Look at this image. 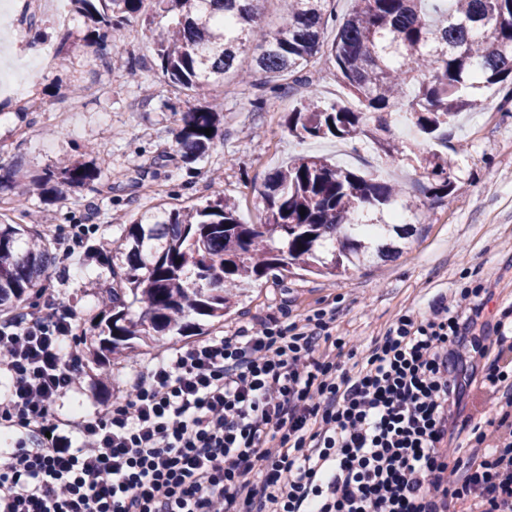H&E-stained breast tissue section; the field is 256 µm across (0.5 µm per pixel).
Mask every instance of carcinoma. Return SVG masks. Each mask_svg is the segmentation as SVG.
<instances>
[{"label":"carcinoma","instance_id":"carcinoma-1","mask_svg":"<svg viewBox=\"0 0 512 512\" xmlns=\"http://www.w3.org/2000/svg\"><path fill=\"white\" fill-rule=\"evenodd\" d=\"M72 2L93 24L87 42L101 50L144 17L162 76L191 98L231 74L263 91L277 81L307 82V67L321 59L334 64L358 106L324 104L310 87L288 113V131L300 139L365 137L391 164L416 162L428 181L424 192L435 197L451 189L452 159L438 151L406 155L391 136L392 114L404 113L419 135L438 139L460 113L481 106L473 90L512 82V0H352L342 17L332 0H284L281 24L246 71L238 59L262 22L260 0H154L155 14L146 17V0ZM219 123L209 107L181 113L177 144L185 162L209 151ZM100 178V170L77 162L28 186ZM398 197L383 179L301 156L268 177L258 224L242 223L221 192L202 204L141 213L112 241L109 310L90 327L87 349L105 358L140 341L204 336L264 277L297 269L340 278L363 261L397 253L398 240L414 230L385 221ZM54 264V243L39 225L0 217V314L32 304Z\"/></svg>","mask_w":512,"mask_h":512}]
</instances>
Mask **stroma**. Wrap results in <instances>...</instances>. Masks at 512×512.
<instances>
[{
  "instance_id": "1",
  "label": "stroma",
  "mask_w": 512,
  "mask_h": 512,
  "mask_svg": "<svg viewBox=\"0 0 512 512\" xmlns=\"http://www.w3.org/2000/svg\"><path fill=\"white\" fill-rule=\"evenodd\" d=\"M15 10L12 50L25 56L37 44L54 48L55 55L23 97L0 91V167L15 172L13 181L0 187L1 215L38 223L50 238L71 223L97 225L98 236L112 239L131 215L164 202L187 205L219 190L255 224L263 209V184L276 167L298 156L328 155L354 170L386 173L402 185L411 205L406 216L417 232L398 257L350 269L336 281L297 275L256 281L213 335L250 314L279 315L285 305L292 314H302L332 294L337 332L366 347L385 335L399 311H426L440 296L473 281L492 292L476 336L493 335L501 310L512 305V98L506 92L478 90L481 107L449 130L452 189L442 199L421 193L419 167L401 162L380 170L377 154L365 141H302L289 134L286 116L307 87L326 103L341 92L335 68L322 61L309 68L310 85L279 87L270 107L262 110L253 105L256 90L236 79L214 85L205 103L223 113V134L204 159L187 164L176 134L181 112L195 101L160 78L141 21L121 30L107 67L95 48L85 46L86 23L70 0H43L35 13L26 0H15ZM29 14L36 25L26 23ZM66 29L72 36L61 51L57 45ZM132 60L140 63L134 76L128 70ZM74 161L94 163L101 180L81 187L62 184L42 196L26 192L28 176ZM109 281L105 263L76 259L51 268L45 284L77 308L86 327L98 316L99 290ZM154 354L147 348L114 358L111 378L102 384L95 364L86 362L81 389L64 399L60 415L74 422L105 408Z\"/></svg>"
}]
</instances>
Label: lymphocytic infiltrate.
<instances>
[{"label": "lymphocytic infiltrate", "mask_w": 512, "mask_h": 512, "mask_svg": "<svg viewBox=\"0 0 512 512\" xmlns=\"http://www.w3.org/2000/svg\"><path fill=\"white\" fill-rule=\"evenodd\" d=\"M96 231L58 239L59 262L111 251ZM487 295L477 283L401 312L363 353L334 334L335 302L254 316L159 355L72 425L55 408L80 387L77 319L44 289L0 317V512H512V306L481 343ZM474 383L496 415L449 449Z\"/></svg>", "instance_id": "obj_1"}]
</instances>
